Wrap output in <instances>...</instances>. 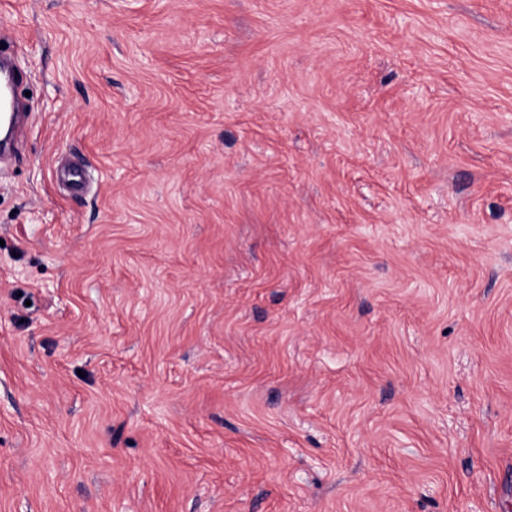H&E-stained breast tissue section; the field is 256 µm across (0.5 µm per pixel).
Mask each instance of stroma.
<instances>
[{
    "mask_svg": "<svg viewBox=\"0 0 512 512\" xmlns=\"http://www.w3.org/2000/svg\"><path fill=\"white\" fill-rule=\"evenodd\" d=\"M0 31V512H512V0Z\"/></svg>",
    "mask_w": 512,
    "mask_h": 512,
    "instance_id": "obj_1",
    "label": "stroma"
}]
</instances>
